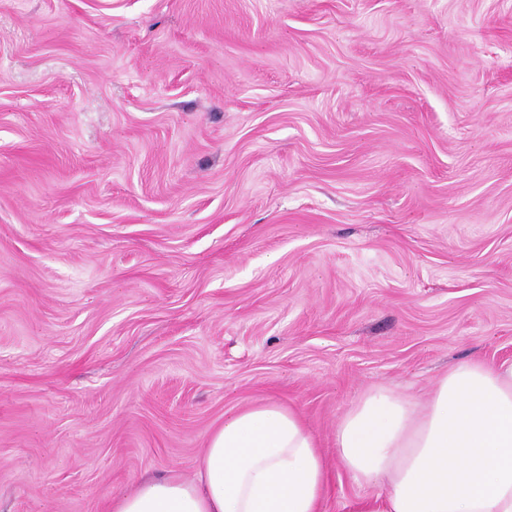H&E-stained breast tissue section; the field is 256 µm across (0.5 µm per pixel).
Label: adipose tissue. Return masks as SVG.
Wrapping results in <instances>:
<instances>
[{
    "instance_id": "obj_1",
    "label": "adipose tissue",
    "mask_w": 512,
    "mask_h": 512,
    "mask_svg": "<svg viewBox=\"0 0 512 512\" xmlns=\"http://www.w3.org/2000/svg\"><path fill=\"white\" fill-rule=\"evenodd\" d=\"M360 512H512V360L462 362L424 404L378 387L336 426ZM327 465L300 413L274 399L226 412L197 474L148 477L112 512H322Z\"/></svg>"
}]
</instances>
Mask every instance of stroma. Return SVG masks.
Returning <instances> with one entry per match:
<instances>
[{
	"label": "stroma",
	"mask_w": 512,
	"mask_h": 512,
	"mask_svg": "<svg viewBox=\"0 0 512 512\" xmlns=\"http://www.w3.org/2000/svg\"><path fill=\"white\" fill-rule=\"evenodd\" d=\"M512 358V0H0V512Z\"/></svg>",
	"instance_id": "stroma-1"
}]
</instances>
